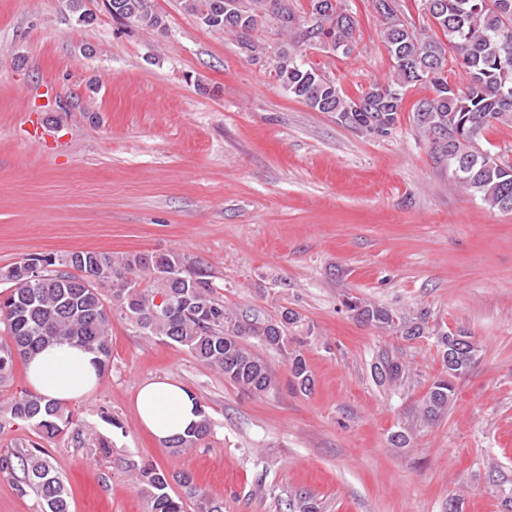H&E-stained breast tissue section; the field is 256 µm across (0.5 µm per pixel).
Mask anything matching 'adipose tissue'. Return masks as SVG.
Here are the masks:
<instances>
[{"label": "adipose tissue", "mask_w": 512, "mask_h": 512, "mask_svg": "<svg viewBox=\"0 0 512 512\" xmlns=\"http://www.w3.org/2000/svg\"><path fill=\"white\" fill-rule=\"evenodd\" d=\"M93 360L81 347L53 345L26 362V380L47 401L67 404L85 398L97 387ZM135 406L142 426L161 442L186 435L200 420L196 397L168 378L143 383Z\"/></svg>", "instance_id": "1"}]
</instances>
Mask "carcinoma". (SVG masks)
<instances>
[{"instance_id":"obj_1","label":"carcinoma","mask_w":512,"mask_h":512,"mask_svg":"<svg viewBox=\"0 0 512 512\" xmlns=\"http://www.w3.org/2000/svg\"><path fill=\"white\" fill-rule=\"evenodd\" d=\"M185 9L208 28L235 34L257 60L268 53L253 34L274 23L297 46L326 45L344 56L357 47L356 23L344 0H308L299 12L293 0H184ZM424 25L404 14L401 0H374L383 43L393 61L386 83H373L356 98L341 92L336 79L297 58L295 50L275 52L273 68L289 94L317 112H334L352 130L388 135L396 125L406 91L416 85L433 93L415 104L413 119L437 158L452 170L454 185L480 198L493 210L512 212V156L506 149L482 147L481 139L496 124H512V0H418ZM108 10L147 27L162 26L152 0H108ZM463 67L469 80L463 87L448 80V65ZM45 263L38 281L14 275L0 292V383L13 374L17 362L57 342L76 343L96 358L99 377L112 363V318L130 321L153 336L185 348L201 364L221 373L243 392L253 395L275 388L267 363L245 343L252 337L288 359L293 384L307 392L313 386L306 359L289 351L287 326L257 311L242 314L226 308L216 295L211 275L188 255H107L77 251ZM162 299L167 309L157 308ZM350 310L380 328H393L413 339L425 335L428 312L414 319L395 315L372 303L353 302ZM460 330L439 334L437 342L444 375L436 379L422 402L421 415L433 421L448 410L453 381L466 375L478 349L456 345ZM379 381L404 378L406 365L381 355L373 365ZM191 434L167 442L169 448L192 447L210 431L205 409ZM28 423L44 441L74 424L71 411L36 393L16 396L0 407V420ZM24 477L19 491H32L41 512H70V493L56 473L46 448L38 444L17 453ZM148 512H185L183 499L170 494L167 474L157 467L138 469Z\"/></svg>"}]
</instances>
